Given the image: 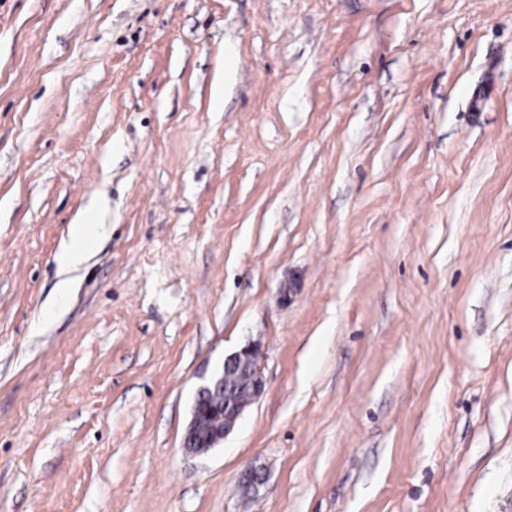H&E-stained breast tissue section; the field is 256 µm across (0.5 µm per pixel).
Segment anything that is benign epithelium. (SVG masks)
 Here are the masks:
<instances>
[{"mask_svg": "<svg viewBox=\"0 0 512 512\" xmlns=\"http://www.w3.org/2000/svg\"><path fill=\"white\" fill-rule=\"evenodd\" d=\"M262 354L261 344L253 341L238 351L224 357L209 378L198 387L192 406V416L186 430L183 447L192 454H206L230 434L247 407L255 403L263 394L265 385L258 369ZM231 364L247 365L253 370L249 398L230 411L208 403L203 395L211 386L224 383V367Z\"/></svg>", "mask_w": 512, "mask_h": 512, "instance_id": "obj_1", "label": "benign epithelium"}]
</instances>
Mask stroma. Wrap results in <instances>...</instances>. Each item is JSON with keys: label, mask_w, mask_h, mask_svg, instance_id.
I'll use <instances>...</instances> for the list:
<instances>
[{"label": "stroma", "mask_w": 512, "mask_h": 512, "mask_svg": "<svg viewBox=\"0 0 512 512\" xmlns=\"http://www.w3.org/2000/svg\"><path fill=\"white\" fill-rule=\"evenodd\" d=\"M0 512H512V0H0ZM104 224L90 223L88 216L78 217L69 227V239L62 244L57 262L63 273L82 265L94 249ZM261 348L259 342L253 341L238 351L225 356L222 363L216 366L209 378L198 387L192 406L191 421L183 441V447L187 452L201 455L216 448L233 431L246 408L261 397L265 389L264 381L258 369V360L262 354ZM231 364L250 366L254 373L251 377L249 398L232 410L224 411V408L208 403L203 395L212 385L220 386L222 383L228 389L242 388L243 377L241 375L231 372L224 379V366ZM202 425L208 426V432L204 435L200 434Z\"/></svg>", "instance_id": "35a3bbf8"}]
</instances>
